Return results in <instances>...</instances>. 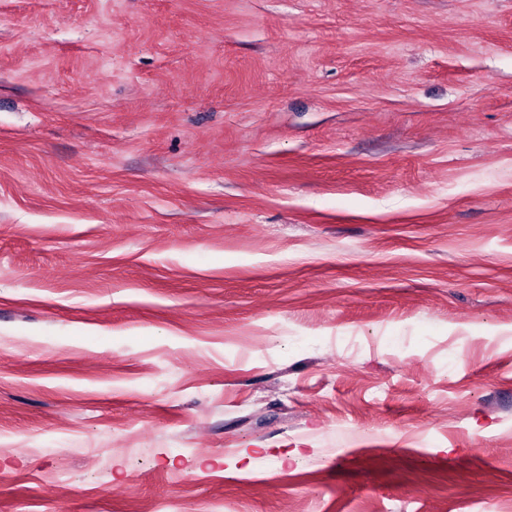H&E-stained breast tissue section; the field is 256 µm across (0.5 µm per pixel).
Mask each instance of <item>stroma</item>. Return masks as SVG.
<instances>
[{
  "label": "stroma",
  "instance_id": "stroma-1",
  "mask_svg": "<svg viewBox=\"0 0 512 512\" xmlns=\"http://www.w3.org/2000/svg\"><path fill=\"white\" fill-rule=\"evenodd\" d=\"M512 512V0H0V512Z\"/></svg>",
  "mask_w": 512,
  "mask_h": 512
}]
</instances>
